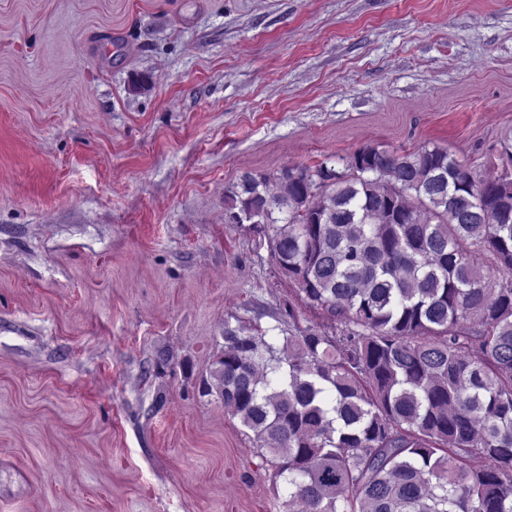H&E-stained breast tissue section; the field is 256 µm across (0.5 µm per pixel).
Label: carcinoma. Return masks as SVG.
<instances>
[{
    "label": "carcinoma",
    "mask_w": 512,
    "mask_h": 512,
    "mask_svg": "<svg viewBox=\"0 0 512 512\" xmlns=\"http://www.w3.org/2000/svg\"><path fill=\"white\" fill-rule=\"evenodd\" d=\"M224 211L344 325L227 326L205 384L274 457L289 512H512V181L438 144H366L342 171L246 172Z\"/></svg>",
    "instance_id": "cac0c4a2"
}]
</instances>
